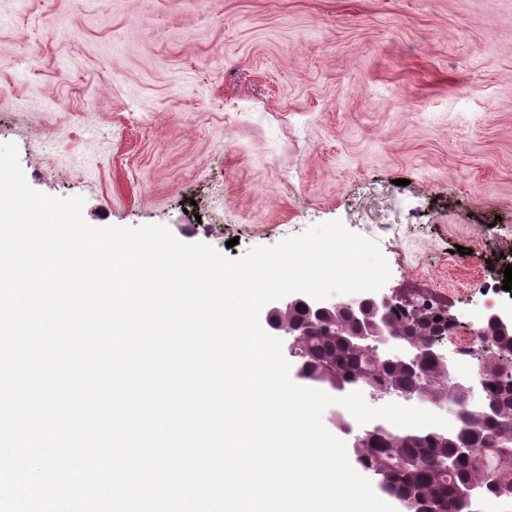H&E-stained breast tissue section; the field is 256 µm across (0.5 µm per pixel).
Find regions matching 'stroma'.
Masks as SVG:
<instances>
[{"instance_id": "obj_1", "label": "stroma", "mask_w": 512, "mask_h": 512, "mask_svg": "<svg viewBox=\"0 0 512 512\" xmlns=\"http://www.w3.org/2000/svg\"><path fill=\"white\" fill-rule=\"evenodd\" d=\"M0 143L91 226L235 259L338 220L383 293L479 309L512 261V0H0Z\"/></svg>"}]
</instances>
